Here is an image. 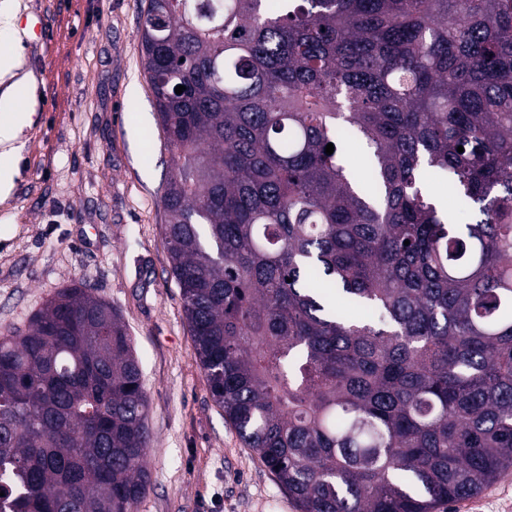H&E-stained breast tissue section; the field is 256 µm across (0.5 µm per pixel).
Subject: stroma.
Masks as SVG:
<instances>
[{
  "label": "stroma",
  "mask_w": 512,
  "mask_h": 512,
  "mask_svg": "<svg viewBox=\"0 0 512 512\" xmlns=\"http://www.w3.org/2000/svg\"><path fill=\"white\" fill-rule=\"evenodd\" d=\"M37 105L0 204V336L75 282L112 303L141 361L150 483L137 512H298L214 402L171 273L160 202L171 154L141 65L145 0H17ZM447 512H512V471Z\"/></svg>",
  "instance_id": "35a3bbf8"
}]
</instances>
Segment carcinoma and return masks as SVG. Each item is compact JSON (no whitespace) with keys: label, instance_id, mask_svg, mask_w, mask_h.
<instances>
[{"label":"carcinoma","instance_id":"obj_1","mask_svg":"<svg viewBox=\"0 0 512 512\" xmlns=\"http://www.w3.org/2000/svg\"><path fill=\"white\" fill-rule=\"evenodd\" d=\"M140 41L196 358L299 512L511 471L512 0H146ZM148 419L121 315L62 289L0 336V512H136Z\"/></svg>","mask_w":512,"mask_h":512}]
</instances>
